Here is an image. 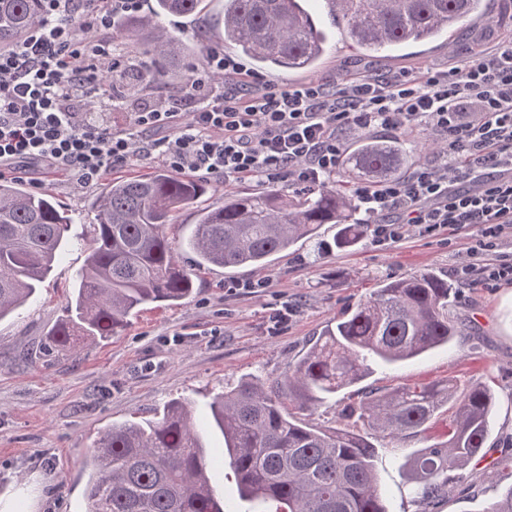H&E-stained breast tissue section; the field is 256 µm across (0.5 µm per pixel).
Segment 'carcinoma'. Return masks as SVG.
<instances>
[{
	"label": "carcinoma",
	"instance_id": "carcinoma-1",
	"mask_svg": "<svg viewBox=\"0 0 512 512\" xmlns=\"http://www.w3.org/2000/svg\"><path fill=\"white\" fill-rule=\"evenodd\" d=\"M202 0H155L137 22L147 31L143 53L175 61L186 45L160 24L163 16L195 14ZM326 17L348 21L360 55L424 45L485 14L484 0H330ZM39 0H0V46L22 36L39 17ZM224 41L261 70H316L327 37L302 0H224ZM414 140H380L367 132L345 145V169L370 181L401 177L416 162ZM208 191L207 182L166 167L112 180L95 198L97 224L73 297L49 337L52 349L78 353L84 341L115 336L136 310L173 304L194 291L193 270L264 267L270 258L336 225L335 245L366 235L346 181L328 180L292 197L270 189L228 194L224 205L198 210L187 240L193 267L177 258L166 233L172 213ZM73 219L46 191L0 180V319L28 301L71 241ZM457 285L432 272L384 280L369 297L329 324L288 370L267 381L245 378L199 419L182 401L145 423L112 425L93 453L86 512H224L205 464L204 426L224 437L243 499L272 500L277 512H388L373 471L374 441L414 437L451 405L444 440L404 466L419 502L434 505L452 493L448 472L487 455L495 408L491 388L460 393L450 380L394 389L363 386L373 366H393L457 341L461 326L449 311ZM352 389L343 427H315L301 417L332 395ZM293 411L284 410V404ZM484 512H512V486Z\"/></svg>",
	"mask_w": 512,
	"mask_h": 512
}]
</instances>
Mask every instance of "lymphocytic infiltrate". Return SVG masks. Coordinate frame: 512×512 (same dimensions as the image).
Listing matches in <instances>:
<instances>
[{
	"label": "lymphocytic infiltrate",
	"instance_id": "1",
	"mask_svg": "<svg viewBox=\"0 0 512 512\" xmlns=\"http://www.w3.org/2000/svg\"><path fill=\"white\" fill-rule=\"evenodd\" d=\"M142 0H41L27 32L0 50V178L68 175L84 187L113 167L146 158L209 178L288 179L299 190L335 176L345 134L354 129L426 128L445 146L440 162L400 178L357 183V202L373 218L376 243L463 224L481 227L470 251L487 280H512V262L486 263L512 234V47L470 62L389 76L346 77L288 89L247 81L223 51L209 50L188 89L191 112L157 107L112 130L101 113L120 100L99 83L123 57L97 37ZM98 102L99 112L80 106ZM470 191L455 189L461 179Z\"/></svg>",
	"mask_w": 512,
	"mask_h": 512
}]
</instances>
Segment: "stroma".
I'll list each match as a JSON object with an SVG mask.
<instances>
[{"label": "stroma", "mask_w": 512, "mask_h": 512, "mask_svg": "<svg viewBox=\"0 0 512 512\" xmlns=\"http://www.w3.org/2000/svg\"><path fill=\"white\" fill-rule=\"evenodd\" d=\"M136 23V16H127L99 34L100 40L121 43L129 61L113 81L114 94L125 101L124 111L107 117L117 131L128 129L134 113L152 106L176 101L182 111H191L192 99L176 98L175 93L188 87L206 48L215 45L226 56L235 54L224 40V0H203L194 15L163 18V26L188 51L165 63L164 78L149 83L138 74L152 61L127 38ZM328 33L331 49L318 71L263 72L260 80L286 89L350 75L426 70L447 66L452 55L469 56L474 45L504 42L499 25L468 20L450 44L412 55L384 52L365 60L341 27H329ZM154 166L150 159L135 160L77 190L64 175L49 173L42 187L71 210L72 232L83 238L95 221L90 201L104 183L149 173ZM335 232L333 225H323L315 240L298 243L263 268L195 271L192 296L173 306L141 310L120 335L87 342L77 355L42 350L85 263L84 248L66 247L34 298L0 320V502L10 512H86L90 461L106 428L154 418L173 401L191 402L198 414H208L213 398L242 379L283 376L310 339L364 300L379 282L432 272L460 283L454 310L465 326L463 337L433 354L375 369L367 383L392 389L449 378L462 390L488 384L496 409L487 458L498 462L501 475L492 477L484 464H471L464 484L431 510H423L402 464L438 440L452 414L445 408L425 433L398 442L376 441L380 491L389 512H482L512 485V282H488L476 271L459 279L457 271L468 263V249L476 240L472 226L432 234L410 231L393 244L380 245L368 237L323 252ZM257 279L268 280V287L243 289V282ZM284 308L291 312L288 321L274 324V315ZM206 442L209 476L226 512H273L274 503L240 498L220 434L208 431Z\"/></svg>", "instance_id": "35a3bbf8"}]
</instances>
